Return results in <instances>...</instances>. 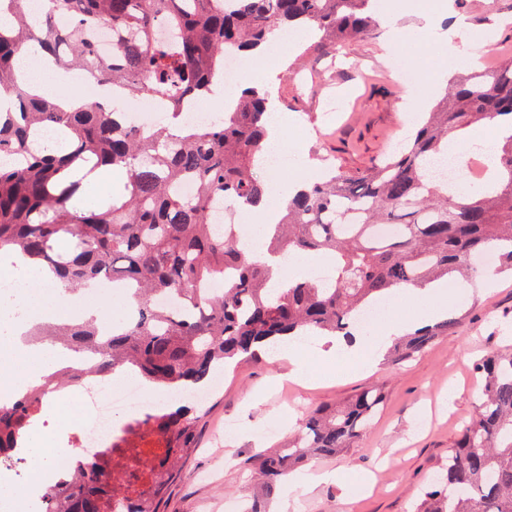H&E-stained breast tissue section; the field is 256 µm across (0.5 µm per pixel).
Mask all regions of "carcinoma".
<instances>
[{"label":"carcinoma","mask_w":512,"mask_h":512,"mask_svg":"<svg viewBox=\"0 0 512 512\" xmlns=\"http://www.w3.org/2000/svg\"><path fill=\"white\" fill-rule=\"evenodd\" d=\"M375 0H55L35 22L25 0H0V256H34L66 289L112 279L134 286L139 305L123 325L102 336L92 322L52 324L53 336L91 358L88 372L61 369L47 381L81 385L129 365L166 390L204 388L230 361L255 355L256 345L275 348L305 333L350 335L354 319L393 289L441 278L468 280L478 260L495 254L496 271L512 273V140L493 153L492 192L453 191L434 180L429 159L445 154L448 137L463 128L512 115V60L492 72L459 77L416 131L385 159L355 175L337 173L308 184L288 201L272 225L270 255L285 259L311 251L336 253L335 273L325 281L304 279L270 287L272 268L239 249L244 231L226 224L218 234L208 215L215 202L258 206L266 201L259 166L269 146L268 95L247 88L213 124L184 138L166 136V125L148 132L125 127L123 107L95 103L71 111L29 92L14 78L19 54L30 48L56 68L79 69L120 92L149 91L166 116H183L186 99L209 90L224 70V53L249 56L278 29L312 28L317 51L370 34ZM69 17L66 26L56 15ZM164 23L179 40L160 42ZM112 30V52L98 54L93 31ZM55 128L60 144L35 148L33 131ZM110 165L126 174L123 200L102 213L76 205L86 178ZM186 181L196 192L181 193ZM391 224L387 238L375 226ZM171 297L164 309L155 297ZM457 323L450 317L397 340L391 362L427 349ZM483 376L480 404L432 479L416 512H512V352L492 354L476 365ZM45 393L30 391L0 408V459L22 446ZM384 392L364 389L334 406L313 410L281 448L259 455L261 480L245 512H268L294 470L316 455L354 447ZM201 415L190 405L150 419L167 448L142 492L137 512H160L164 496L193 448ZM120 475L91 467L52 486L46 512H103L117 496Z\"/></svg>","instance_id":"obj_1"}]
</instances>
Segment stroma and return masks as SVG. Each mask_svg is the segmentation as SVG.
I'll return each instance as SVG.
<instances>
[{"label":"stroma","instance_id":"1","mask_svg":"<svg viewBox=\"0 0 512 512\" xmlns=\"http://www.w3.org/2000/svg\"><path fill=\"white\" fill-rule=\"evenodd\" d=\"M394 25L409 33L401 48L421 76L408 89L393 72L382 45L386 27L340 46L336 54H291L273 88L290 119L288 137L320 167L353 172L392 151L411 131L413 105L429 111L444 94L439 77L448 60L433 40L414 38L421 26L413 0H383ZM468 21L466 39L489 40L498 57L512 56V0H466L438 19L449 29ZM449 315L456 329L423 353L398 365L367 367L343 358L325 360L322 345L303 353L305 380H287L286 362L261 359L230 368L203 408L197 446L166 494L163 512H220V501H241L252 492L253 462L282 444L306 414L374 385L385 391L383 407L354 448L322 457L320 473L343 470L348 480L374 477L371 491L344 495L335 483L312 481L281 490L274 512H415L426 479L447 464L448 451L478 405L476 363L512 345V278H500L484 296L455 299ZM237 422L225 436V421Z\"/></svg>","mask_w":512,"mask_h":512}]
</instances>
